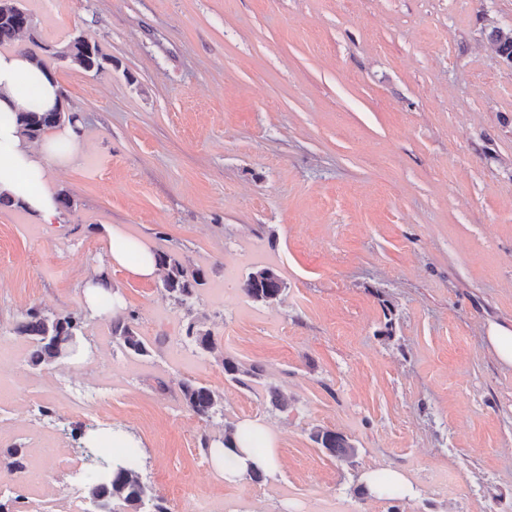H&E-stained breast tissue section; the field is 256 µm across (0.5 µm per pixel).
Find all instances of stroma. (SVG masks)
Here are the masks:
<instances>
[{
    "label": "stroma",
    "instance_id": "stroma-1",
    "mask_svg": "<svg viewBox=\"0 0 512 512\" xmlns=\"http://www.w3.org/2000/svg\"><path fill=\"white\" fill-rule=\"evenodd\" d=\"M43 39L81 36L105 61L51 63L79 153L53 173L73 200L56 224L0 205V454L46 429L117 427L171 512H512V366L487 341L512 324V63L487 36L512 0H24ZM201 270L188 304L109 265L108 225ZM257 266L271 304L231 296ZM106 275L119 308L89 309ZM85 322L81 357L32 367L11 327L30 306ZM135 313L150 355L113 341ZM210 331L214 352L185 337ZM232 357L261 367L243 388ZM111 377L81 409L71 383ZM224 397L189 412L178 382ZM288 399L272 406L268 385ZM51 406L45 416L41 407ZM262 424L265 480L200 471L201 435ZM348 437L352 461L311 439ZM403 472L397 502L358 493Z\"/></svg>",
    "mask_w": 512,
    "mask_h": 512
}]
</instances>
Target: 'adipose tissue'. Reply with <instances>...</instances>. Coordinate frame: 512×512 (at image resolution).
<instances>
[{
	"mask_svg": "<svg viewBox=\"0 0 512 512\" xmlns=\"http://www.w3.org/2000/svg\"><path fill=\"white\" fill-rule=\"evenodd\" d=\"M61 105L60 86L50 68L20 52L0 53V196L40 224L56 223L60 216L57 194L47 187L46 177L50 168L76 160L78 135L65 124L35 143L23 136L17 115L48 112ZM107 238L111 266L141 279L156 275L153 253L121 225L109 226Z\"/></svg>",
	"mask_w": 512,
	"mask_h": 512,
	"instance_id": "1",
	"label": "adipose tissue"
}]
</instances>
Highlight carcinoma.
Masks as SVG:
<instances>
[{
  "instance_id": "carcinoma-1",
  "label": "carcinoma",
  "mask_w": 512,
  "mask_h": 512,
  "mask_svg": "<svg viewBox=\"0 0 512 512\" xmlns=\"http://www.w3.org/2000/svg\"><path fill=\"white\" fill-rule=\"evenodd\" d=\"M23 35L28 37L29 46L22 52L38 62L49 55L91 71L101 68L105 60L98 45L86 39L74 38L63 51L44 44L33 15L21 0H0V47L14 45ZM489 41L496 55L512 62V29L493 30ZM75 118L76 114L69 112H25L20 117L21 130L24 136L34 140L45 130ZM155 257L160 269L164 270L163 290L179 304H186L197 288L205 284L201 270L188 269L168 253H157ZM241 290L252 301L267 304L279 299L285 283L272 268L258 267L242 281ZM110 329L112 337L128 353L136 356L150 354L148 343L135 330L133 316L116 317ZM12 334L24 336L33 343L30 365L52 368L74 353L79 339L84 336V320L73 313L47 315L32 306L14 322ZM186 338L204 351L214 350V337L210 332L199 329L194 322L187 325ZM222 364L224 374L241 386L247 385L246 379L261 376V369L256 365L246 367L231 358L223 359ZM178 387L189 411L200 419L209 421L214 415L224 413L223 397L211 387L191 379L179 381ZM311 439L339 460H350L356 455L355 446L338 432L318 428L311 433ZM242 444L251 446L257 453L263 452L262 439L255 428L239 427L234 423L224 425L222 447L236 453ZM94 446L96 456L112 460V466L104 470L91 468L85 474L88 499L99 506L100 512H117L119 508L129 512H170L167 500L142 481L138 471L137 447L123 443L122 452L114 453L110 440H97Z\"/></svg>"
}]
</instances>
